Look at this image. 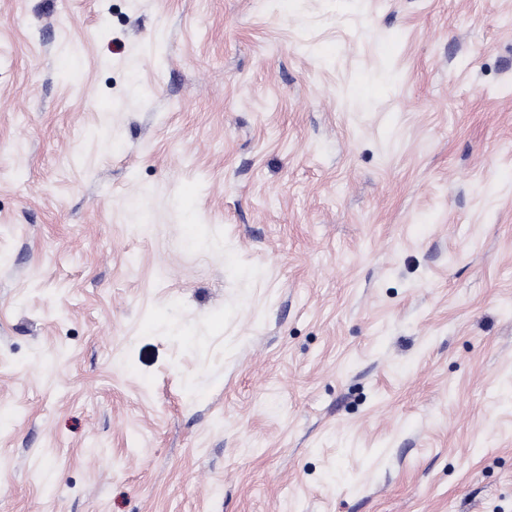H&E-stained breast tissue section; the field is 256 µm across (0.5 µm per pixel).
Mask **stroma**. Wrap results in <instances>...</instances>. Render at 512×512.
Wrapping results in <instances>:
<instances>
[{"label": "stroma", "instance_id": "35a3bbf8", "mask_svg": "<svg viewBox=\"0 0 512 512\" xmlns=\"http://www.w3.org/2000/svg\"><path fill=\"white\" fill-rule=\"evenodd\" d=\"M0 512H512V0H0Z\"/></svg>", "mask_w": 512, "mask_h": 512}]
</instances>
